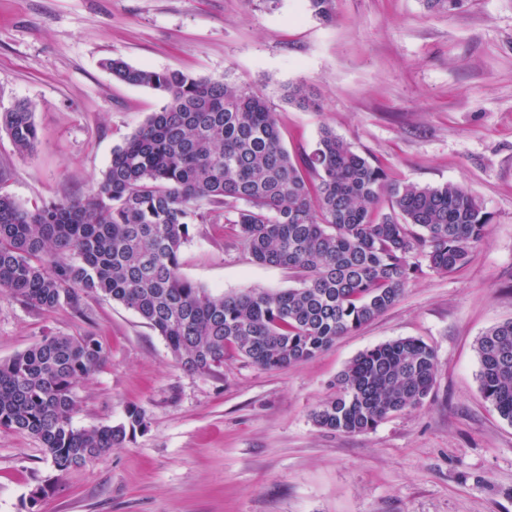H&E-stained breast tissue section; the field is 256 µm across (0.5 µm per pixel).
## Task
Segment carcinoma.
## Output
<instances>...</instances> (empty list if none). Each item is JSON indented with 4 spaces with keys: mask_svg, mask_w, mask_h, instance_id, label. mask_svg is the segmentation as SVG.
Here are the masks:
<instances>
[{
    "mask_svg": "<svg viewBox=\"0 0 512 512\" xmlns=\"http://www.w3.org/2000/svg\"><path fill=\"white\" fill-rule=\"evenodd\" d=\"M103 66L165 104L114 149L87 197L30 209L0 194V295L41 311L102 296L135 311L190 373L222 367L229 351L276 370L393 307L421 270L415 258L449 274L488 234L489 214L471 189L395 182L330 128L311 152L291 155L274 109L245 86L120 57ZM288 98L319 108L302 86ZM33 112L18 102L0 113L21 155L38 138ZM207 221L234 225L250 261L288 268L298 285L213 295L183 278L182 247ZM476 352L480 392L512 424V320L481 336ZM107 356L93 335H51L1 360L0 428L35 438L60 476L106 456L146 428L138 408L117 425H73L75 389ZM436 368L420 339L379 344L346 365L313 422L352 435L373 430L420 406Z\"/></svg>",
    "mask_w": 512,
    "mask_h": 512,
    "instance_id": "obj_1",
    "label": "carcinoma"
}]
</instances>
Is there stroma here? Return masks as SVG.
<instances>
[{"label":"stroma","mask_w":512,"mask_h":512,"mask_svg":"<svg viewBox=\"0 0 512 512\" xmlns=\"http://www.w3.org/2000/svg\"><path fill=\"white\" fill-rule=\"evenodd\" d=\"M111 57L223 78L275 109L290 153L332 129L391 178L471 189L489 232L457 272L423 270L403 298L327 351L281 370L232 357L184 371L134 311L100 296L45 312L0 296V361L42 336L95 335L106 361L76 388L73 423L146 427L57 476L40 443L0 429V512H512V424L486 401L476 341L512 320V0H0V112L34 106L19 155L0 129V193L26 207L82 198L112 151L164 103L116 81ZM304 86L322 109L289 101ZM181 275L210 293L295 287L247 260L234 225L196 224ZM433 347V392L374 430L318 428L312 412L361 352L398 338ZM53 494L31 510L44 480Z\"/></svg>","instance_id":"1"}]
</instances>
